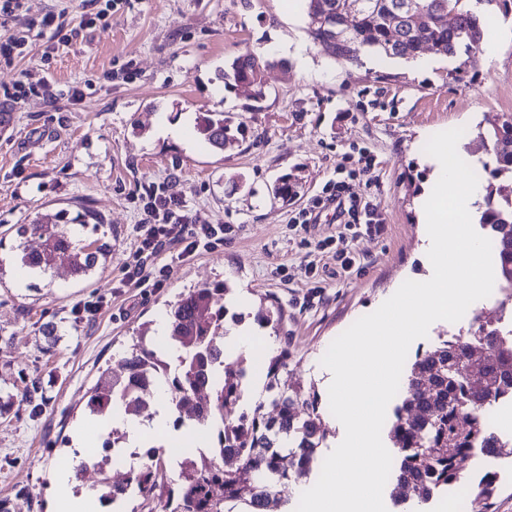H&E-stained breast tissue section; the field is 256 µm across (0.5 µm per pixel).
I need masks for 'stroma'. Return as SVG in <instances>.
I'll list each match as a JSON object with an SVG mask.
<instances>
[{
    "label": "stroma",
    "instance_id": "35a3bbf8",
    "mask_svg": "<svg viewBox=\"0 0 512 512\" xmlns=\"http://www.w3.org/2000/svg\"><path fill=\"white\" fill-rule=\"evenodd\" d=\"M66 10L65 41L29 35L32 19ZM94 0H26L0 26V42L28 36L23 56L0 62V89L20 72L47 76L58 96L10 104L15 128L0 140V503L7 512H47L60 468H83L81 485L100 487L102 435L84 454L73 449L78 425L102 369L117 367L120 352L139 335L154 336L180 293L225 283L229 305L257 339L288 347L282 385L324 390L320 360L330 343L373 312L410 277H425L424 227L417 198L433 167L426 136L461 127L460 150L496 166L489 121L512 115V13L501 16L505 36L494 58L480 59L462 79L455 63L432 55L428 71L408 61L362 56L360 65L334 60L307 33L298 0H115L103 24L88 20ZM303 44L309 67L277 51ZM252 53L271 61L268 93L259 103L224 89L220 73L235 57ZM85 96L73 101V88ZM221 112L243 125L237 142L212 150L195 133L194 113ZM178 126L180 138L166 135ZM372 159L373 182L358 178L355 193L381 214L382 234L359 237V262L347 275L305 277L299 245L335 231L330 220L307 232L291 218L328 181L356 168L359 152ZM296 177V197L273 193L279 178ZM163 186L190 216L232 230L224 246L174 266L159 288H121L131 260L135 200L148 186ZM94 211L97 231L86 240L111 250L89 277L57 265L33 287L16 278L15 227L35 217L66 212L77 220ZM105 299L97 313L73 306ZM283 310L262 324L258 314Z\"/></svg>",
    "mask_w": 512,
    "mask_h": 512
}]
</instances>
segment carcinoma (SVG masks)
<instances>
[{
  "label": "carcinoma",
  "instance_id": "cac0c4a2",
  "mask_svg": "<svg viewBox=\"0 0 512 512\" xmlns=\"http://www.w3.org/2000/svg\"><path fill=\"white\" fill-rule=\"evenodd\" d=\"M307 18V32L316 44H327L338 61L358 64L363 54L409 59L420 46L439 55L461 57L456 73L477 63V50L484 37L480 10L508 8L512 0H419V20L394 23V10L401 0H354L358 8L351 29L342 34L336 0H300ZM253 54L243 53L222 73L224 87L251 88V98H265V70ZM195 128L204 142L216 149L233 140L232 119L222 112L198 114ZM497 167L492 176L512 178V115L492 123ZM78 224L74 235H57L36 219L20 224L16 235L17 261L31 276H42L57 261H68L71 272L86 276L108 251V244L82 239L91 212ZM478 224L497 241V286L502 300L497 308L480 312L466 331L440 337L437 346L418 350L400 386L399 402L389 418L387 436L393 448L391 481L403 490V502L422 508L435 496L469 484V479L449 449H473L480 445L496 457H512V442L488 431L478 419L488 401L512 391V338L498 335L506 305L512 304V197L495 195L488 187L485 208ZM43 239L42 248L31 250L27 236ZM228 292L216 285L193 288L179 295L167 312L169 336L176 342L178 368L169 372L167 352L140 337L120 360L122 370L106 368L92 388L87 407L96 416L114 413L123 405L131 414L148 401L131 392L129 378L143 373L166 383L177 412L188 406L197 411L178 416L192 430L210 427L209 452H190L175 463L159 459L161 446L146 451L147 462L132 467L126 484L112 483L103 475L109 499L122 501L132 494L165 500V512H274L287 506L291 490L308 477L328 447L333 431L322 399L315 387L305 391L280 388V371L290 354L283 349L271 358L266 371L265 392L272 395L277 416L264 412L259 399L250 411L232 420L224 410L239 407L244 399L245 370L241 363L224 364V336L228 309L213 306V295ZM244 486L251 495L241 496Z\"/></svg>",
  "mask_w": 512,
  "mask_h": 512
}]
</instances>
